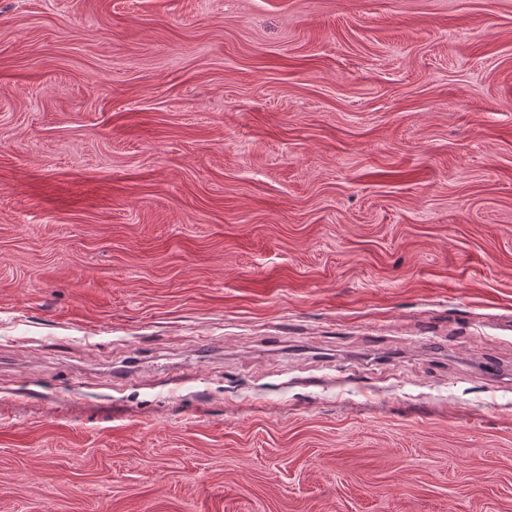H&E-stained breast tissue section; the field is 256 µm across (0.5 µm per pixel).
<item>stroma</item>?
I'll use <instances>...</instances> for the list:
<instances>
[{"label":"stroma","instance_id":"obj_1","mask_svg":"<svg viewBox=\"0 0 512 512\" xmlns=\"http://www.w3.org/2000/svg\"><path fill=\"white\" fill-rule=\"evenodd\" d=\"M0 512H512V0H0Z\"/></svg>","mask_w":512,"mask_h":512}]
</instances>
